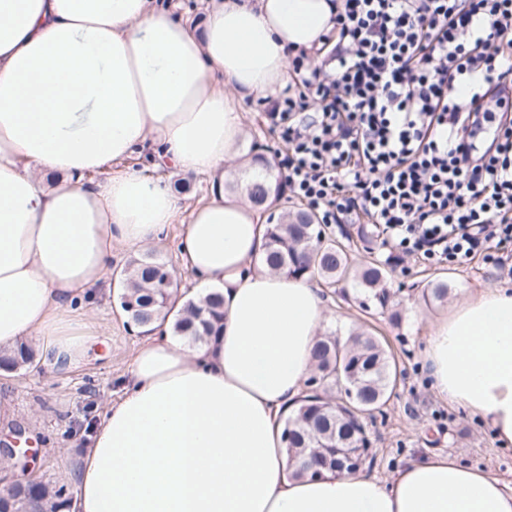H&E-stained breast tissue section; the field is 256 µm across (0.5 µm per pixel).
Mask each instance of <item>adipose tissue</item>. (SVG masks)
<instances>
[{
  "mask_svg": "<svg viewBox=\"0 0 512 512\" xmlns=\"http://www.w3.org/2000/svg\"><path fill=\"white\" fill-rule=\"evenodd\" d=\"M162 0H0V351L38 342L80 366L77 308L112 247L183 225L181 263L224 319L188 349L157 320L76 474L72 512H512V485L433 455L390 482L289 478L283 419L312 373L324 303L308 280L256 267L267 213L224 188L239 106L284 85L290 53L320 47L336 0H209L204 23ZM150 153L206 176L183 213L162 180L120 163ZM439 397L512 445V290L468 297L428 327Z\"/></svg>",
  "mask_w": 512,
  "mask_h": 512,
  "instance_id": "ef3b65f1",
  "label": "adipose tissue"
}]
</instances>
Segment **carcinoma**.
<instances>
[{
  "label": "carcinoma",
  "mask_w": 512,
  "mask_h": 512,
  "mask_svg": "<svg viewBox=\"0 0 512 512\" xmlns=\"http://www.w3.org/2000/svg\"><path fill=\"white\" fill-rule=\"evenodd\" d=\"M256 162L262 171L236 182V188L251 203L269 208L280 200L282 184L272 175L267 159ZM264 237L262 265L269 271L315 279L327 287L353 282L381 310L394 306V293L386 287L389 263L376 256L352 254L345 244L322 232L315 214L303 209L287 211L266 225ZM170 276L167 264L149 255L134 259L124 271L120 307L138 328L152 325L171 309L172 291L166 284ZM449 290L448 280L436 277L427 282L422 296L441 302ZM223 318L222 298L209 294L198 304L188 303L175 330L201 342L217 331ZM33 360L34 351L22 343L11 355L0 357V367L13 370ZM312 378L318 380L316 393L305 396L288 414L283 433L288 447L308 453L341 449L348 454L346 466L362 467L370 447L366 418L387 403L395 387L391 356L371 336L355 334L344 342L333 335L323 336L315 348ZM35 501L42 502L41 512H67L70 504L64 489L52 490L29 481L8 498H0V512H28Z\"/></svg>",
  "instance_id": "1"
}]
</instances>
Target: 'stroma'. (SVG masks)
<instances>
[{"label": "stroma", "instance_id": "obj_1", "mask_svg": "<svg viewBox=\"0 0 512 512\" xmlns=\"http://www.w3.org/2000/svg\"><path fill=\"white\" fill-rule=\"evenodd\" d=\"M243 129L240 163L262 156L272 165H280L288 146L280 132L264 124L261 102H245ZM128 164L147 177L167 181L178 190L185 209H193L206 196L202 179L184 178L145 156L133 157ZM182 230V225H169L161 239L145 251L173 270L180 296L192 299L195 282L183 271L179 257ZM493 256V261L479 258L465 266L419 260L400 263L389 282L396 291L400 314L395 324L379 308L360 309L363 295L353 284L322 288L324 331L343 337L353 331L374 336L396 362V389L382 412L367 420L372 462L365 467V474L388 481L408 463L449 453L512 483V446H499L492 431L477 418L441 400L430 386L422 361L427 324L447 304L486 288L512 289V243L494 251ZM435 277L447 278L451 286L447 302L429 304L421 296L426 282ZM118 296V289L103 288L90 304V316L103 332L77 368L60 372L37 360L0 373V407H8L11 413L10 420L0 419V440L17 425L35 438L32 479L53 487H73L72 475L88 434L98 425L106 404L122 393L132 356L144 335L121 310Z\"/></svg>", "mask_w": 512, "mask_h": 512}]
</instances>
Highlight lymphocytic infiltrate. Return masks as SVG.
I'll use <instances>...</instances> for the list:
<instances>
[{"mask_svg":"<svg viewBox=\"0 0 512 512\" xmlns=\"http://www.w3.org/2000/svg\"><path fill=\"white\" fill-rule=\"evenodd\" d=\"M333 30L329 79L299 53L264 109L291 194L401 259L511 244L512 0H339Z\"/></svg>","mask_w":512,"mask_h":512,"instance_id":"1","label":"lymphocytic infiltrate"}]
</instances>
